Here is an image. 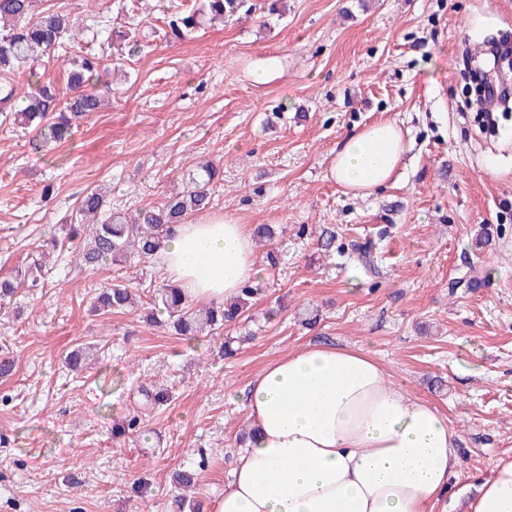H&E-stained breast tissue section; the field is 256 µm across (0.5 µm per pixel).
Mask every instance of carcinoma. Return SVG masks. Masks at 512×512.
Segmentation results:
<instances>
[{"instance_id":"cac0c4a2","label":"carcinoma","mask_w":512,"mask_h":512,"mask_svg":"<svg viewBox=\"0 0 512 512\" xmlns=\"http://www.w3.org/2000/svg\"><path fill=\"white\" fill-rule=\"evenodd\" d=\"M246 0H203L199 11L211 19L223 20L233 16ZM35 0H0V72L29 70V78L37 86L25 97L26 105L14 112V124L32 127L36 131L33 146L45 149L58 145L71 136L75 122L85 119L100 109L103 95L98 92H80L60 106V91L40 82L35 71L42 57L59 46L63 39L76 30V23L61 12L45 11L32 18ZM100 66V57L87 53L78 69L68 77V83L79 88ZM217 169L202 165L189 175L184 189L167 196L159 207L142 208L136 216L128 217L106 207L104 197L96 190L87 192L78 206V224L70 229L74 238L82 240L76 265L94 268L106 261L128 262L154 258L170 229L181 224L191 213H203L210 208V185L215 181ZM46 269V261L38 259L17 272L12 279H0V301L10 300L19 287L37 286V278ZM257 289L241 290L237 301L229 306H209L194 310L182 295L181 289L168 285L157 289L153 296V309L165 313L175 332L191 341L207 327H221L241 317L251 305ZM132 287L113 284L102 289L95 297L93 309L106 313L118 312L132 303Z\"/></svg>"}]
</instances>
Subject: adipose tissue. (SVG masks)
Segmentation results:
<instances>
[{"mask_svg":"<svg viewBox=\"0 0 512 512\" xmlns=\"http://www.w3.org/2000/svg\"><path fill=\"white\" fill-rule=\"evenodd\" d=\"M397 124L351 134L330 169L368 195L401 163ZM164 271L188 300L223 304L262 279L247 225L212 213L176 225ZM253 431L211 512H435L457 466L454 433L431 402L389 385L367 352L310 345L267 365L250 383ZM472 512H512V460L501 461Z\"/></svg>","mask_w":512,"mask_h":512,"instance_id":"adipose-tissue-1","label":"adipose tissue"}]
</instances>
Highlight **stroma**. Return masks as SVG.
Listing matches in <instances>:
<instances>
[{
	"mask_svg": "<svg viewBox=\"0 0 512 512\" xmlns=\"http://www.w3.org/2000/svg\"><path fill=\"white\" fill-rule=\"evenodd\" d=\"M131 2L34 6L137 37L118 67L102 33L45 55L42 81L63 87L65 54L94 46L101 66L84 88L109 93L55 150L0 122V278L63 238L86 191L129 214L206 161L221 171L212 212L271 225L255 252L277 264L246 323L191 344L150 321V292L168 281L156 258L81 269L63 252L43 287L0 305V353L16 360L0 378V512H173L182 468L201 469L193 495L211 504L250 425L248 382L310 344L363 348L391 385L447 416L448 512H470L512 458V111L497 109L486 133L463 76L481 43L512 31V0H282L278 17L248 0L183 37L170 16L201 0ZM490 13L497 29L483 25ZM378 120L399 124L404 159L384 187L347 193L330 177L336 149ZM114 283L134 286L135 306L93 313ZM79 346L90 360L75 374L64 358ZM143 385L168 403L114 435Z\"/></svg>",
	"mask_w": 512,
	"mask_h": 512,
	"instance_id": "1",
	"label": "stroma"
}]
</instances>
